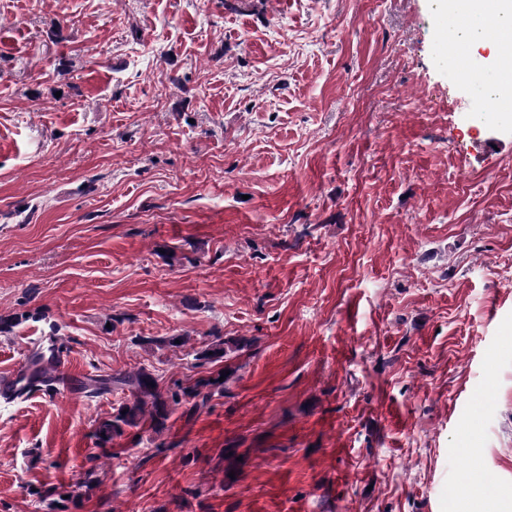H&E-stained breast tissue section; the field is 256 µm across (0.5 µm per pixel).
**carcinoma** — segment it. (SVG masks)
I'll use <instances>...</instances> for the list:
<instances>
[{"instance_id": "obj_1", "label": "carcinoma", "mask_w": 512, "mask_h": 512, "mask_svg": "<svg viewBox=\"0 0 512 512\" xmlns=\"http://www.w3.org/2000/svg\"><path fill=\"white\" fill-rule=\"evenodd\" d=\"M224 345L226 342L222 337H215L202 353V358L209 361L224 358L227 354ZM114 384L127 387L131 392V399L120 404L112 413V418L103 419L98 423L96 436L100 443L106 444L112 441L113 438L122 435L127 427H139L146 416L150 417L155 430L164 429L169 416V402H178L179 392H172L169 399L164 397L156 379L145 370L130 376L91 378L85 385V391L91 396H98L110 391Z\"/></svg>"}]
</instances>
